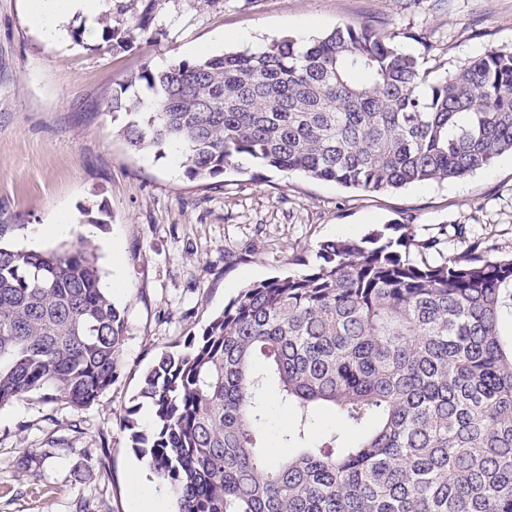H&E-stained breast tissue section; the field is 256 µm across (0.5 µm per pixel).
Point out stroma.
Here are the masks:
<instances>
[{
	"label": "stroma",
	"mask_w": 512,
	"mask_h": 512,
	"mask_svg": "<svg viewBox=\"0 0 512 512\" xmlns=\"http://www.w3.org/2000/svg\"><path fill=\"white\" fill-rule=\"evenodd\" d=\"M28 5L0 0L4 242L61 251L89 241L127 323L119 375L92 404L33 395L0 407V512H138L131 484L162 488L124 428L142 374L242 288L314 262L320 242L358 241L386 224L410 225L419 240L451 238L463 224L512 251L510 153L462 179L378 194L247 160L211 183L172 166L169 145L132 150L120 134L129 114L107 107L122 86L150 110L142 68L254 49L301 25L314 38L344 23L386 25L439 79L487 51H512V0H160L155 38L129 50L84 33L78 15L46 40ZM56 222L64 233L51 232ZM244 251L248 260L236 261Z\"/></svg>",
	"instance_id": "35a3bbf8"
}]
</instances>
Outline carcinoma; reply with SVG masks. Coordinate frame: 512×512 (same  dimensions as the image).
I'll list each match as a JSON object with an SVG mask.
<instances>
[{
  "instance_id": "carcinoma-1",
  "label": "carcinoma",
  "mask_w": 512,
  "mask_h": 512,
  "mask_svg": "<svg viewBox=\"0 0 512 512\" xmlns=\"http://www.w3.org/2000/svg\"><path fill=\"white\" fill-rule=\"evenodd\" d=\"M134 35L99 15L117 49ZM153 110L126 123L135 151L179 141L210 180L248 159L368 193L459 179L512 153V52L432 82L395 35L342 24L305 45L175 58L137 76ZM376 231L321 242L301 272L252 283L178 352L163 351L130 406L128 442L178 512H512V252L475 239ZM92 248L0 246V406L42 394L75 408L121 366L126 318ZM295 411L270 458L264 389ZM152 425L139 429L142 404ZM325 412L358 431L352 444Z\"/></svg>"
}]
</instances>
